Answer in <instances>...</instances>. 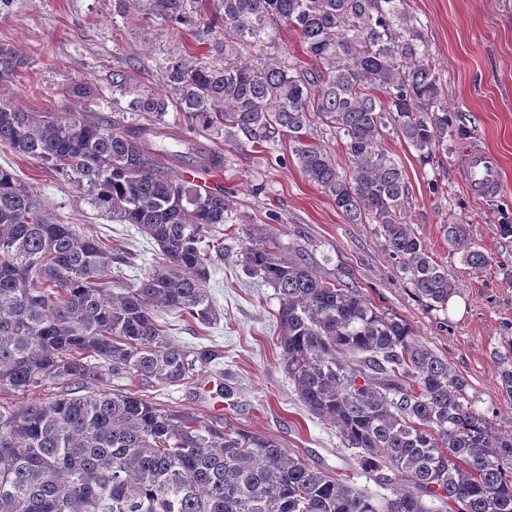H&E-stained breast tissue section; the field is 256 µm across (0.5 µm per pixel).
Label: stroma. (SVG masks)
I'll list each match as a JSON object with an SVG mask.
<instances>
[{
  "label": "stroma",
  "instance_id": "obj_1",
  "mask_svg": "<svg viewBox=\"0 0 512 512\" xmlns=\"http://www.w3.org/2000/svg\"><path fill=\"white\" fill-rule=\"evenodd\" d=\"M409 5L448 104V147L429 161L396 136H387L385 146L406 170L416 234L456 283L447 311L428 309L415 298L406 276L382 250L379 225L349 223L333 199L301 174L287 143L260 150L186 127L188 137L223 155L218 183L234 221L222 227L224 255L214 258L208 282L217 322L204 326L171 313L161 320L175 343L216 347L224 356L199 369L191 383L143 392L164 408L262 434L292 456L380 497L389 496V489L364 475L355 450L345 448L335 427L299 400L277 343L274 290L246 274L238 260L251 225H270L283 243L307 251L322 272L357 285L383 311L411 324L466 381L474 408L498 431L512 432V399L498 386L496 358L512 340V0H410ZM118 9V0H0V43L28 59L17 79L0 86V96L38 111L68 112L79 103L64 98L61 88L87 81L97 90L95 110L110 116L127 104L112 95L113 71L162 91L171 58L197 48L202 32L224 30L211 13L191 24L164 21L153 12L152 0H139L130 19ZM474 143L500 162L499 188L479 196L467 190L461 176L463 151ZM0 167L12 169L63 223L120 245L129 264L113 271V279L133 283L161 262L153 240L133 225L98 215L66 176L2 149ZM452 222L467 225L471 243L489 256L488 267L471 268L463 250L448 244L443 227ZM211 381L229 389V397L203 393Z\"/></svg>",
  "mask_w": 512,
  "mask_h": 512
}]
</instances>
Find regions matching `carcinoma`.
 Listing matches in <instances>:
<instances>
[{
  "instance_id": "carcinoma-1",
  "label": "carcinoma",
  "mask_w": 512,
  "mask_h": 512,
  "mask_svg": "<svg viewBox=\"0 0 512 512\" xmlns=\"http://www.w3.org/2000/svg\"><path fill=\"white\" fill-rule=\"evenodd\" d=\"M160 16L187 21L212 8L224 37L201 56L172 59L155 93L112 72L130 96L124 125L84 108L34 112L0 97V148L68 177L101 215L132 224L165 261L138 283L112 280L124 253L79 234L33 189L0 167V512H512V434L462 402L466 381L353 284L321 274L308 255L268 229L247 234L242 266L278 300L277 341L308 411L358 450L364 489L231 424L165 410L139 391L189 382L223 357L189 350L156 321L175 312L217 319L201 248L231 220L220 187L176 174L215 151L179 136L174 108L226 140L287 139L303 176L357 224L382 228V248L414 294L445 311L456 294L448 269L411 226L406 171L384 147L390 129L431 160L448 139V105L408 0H154ZM293 31L310 65L244 52ZM27 58L0 44V84ZM344 137L349 166L311 142L315 120ZM448 244L482 269L465 224ZM512 398V345L497 355ZM129 378L136 389L102 386ZM49 384L62 391L42 394Z\"/></svg>"
}]
</instances>
